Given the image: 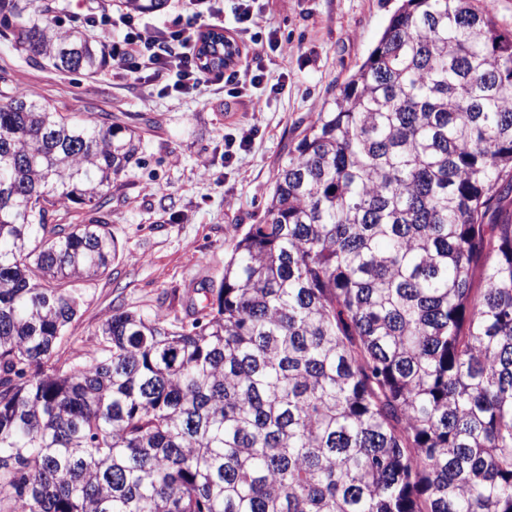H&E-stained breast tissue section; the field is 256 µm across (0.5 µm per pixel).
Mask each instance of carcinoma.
Wrapping results in <instances>:
<instances>
[{
  "label": "carcinoma",
  "mask_w": 512,
  "mask_h": 512,
  "mask_svg": "<svg viewBox=\"0 0 512 512\" xmlns=\"http://www.w3.org/2000/svg\"><path fill=\"white\" fill-rule=\"evenodd\" d=\"M1 26L58 73L106 64L49 3ZM141 148L0 87V512H512V36L483 0H402L219 287L63 361Z\"/></svg>",
  "instance_id": "carcinoma-1"
}]
</instances>
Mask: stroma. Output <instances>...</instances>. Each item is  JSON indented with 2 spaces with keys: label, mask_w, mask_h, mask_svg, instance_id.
<instances>
[{
  "label": "stroma",
  "mask_w": 512,
  "mask_h": 512,
  "mask_svg": "<svg viewBox=\"0 0 512 512\" xmlns=\"http://www.w3.org/2000/svg\"><path fill=\"white\" fill-rule=\"evenodd\" d=\"M399 0H262L287 53L262 56L266 111L248 96L208 89L182 95L134 84L116 65L93 76L59 75L14 54L0 39V83L60 110L134 116L144 131L141 165L112 190V235L119 258L87 285V301L59 354H83L100 323L122 307L147 315L180 313L172 292L192 296L219 281L237 225L255 223L278 167L337 85L376 45ZM257 129L248 150L224 159L225 137Z\"/></svg>",
  "instance_id": "35a3bbf8"
}]
</instances>
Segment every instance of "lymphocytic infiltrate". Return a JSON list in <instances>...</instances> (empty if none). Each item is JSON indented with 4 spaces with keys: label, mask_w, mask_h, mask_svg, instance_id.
<instances>
[{
    "label": "lymphocytic infiltrate",
    "mask_w": 512,
    "mask_h": 512,
    "mask_svg": "<svg viewBox=\"0 0 512 512\" xmlns=\"http://www.w3.org/2000/svg\"><path fill=\"white\" fill-rule=\"evenodd\" d=\"M171 24L157 26L122 8L91 12L97 37L112 46V58L121 75L137 83H152L165 76L171 91L182 93L207 85L228 96L249 92L251 109L265 111L268 100L261 91L265 74L251 62L235 69L200 67L195 37L202 26L230 25L236 41L256 51L278 50L282 41L275 27H261L259 0H178Z\"/></svg>",
    "instance_id": "1"
}]
</instances>
